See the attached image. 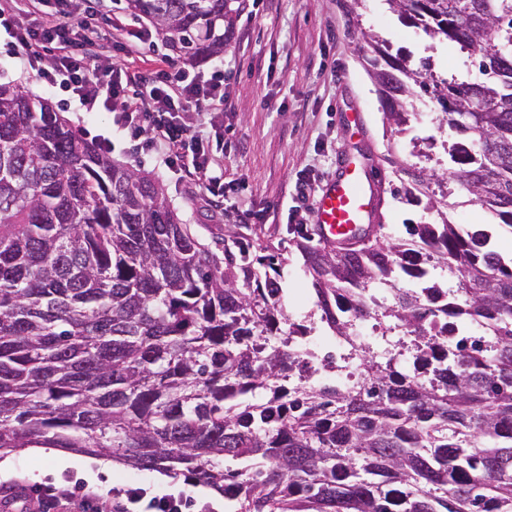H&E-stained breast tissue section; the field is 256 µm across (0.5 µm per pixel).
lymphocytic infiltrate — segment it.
Segmentation results:
<instances>
[{
    "instance_id": "f902f5d3",
    "label": "lymphocytic infiltrate",
    "mask_w": 512,
    "mask_h": 512,
    "mask_svg": "<svg viewBox=\"0 0 512 512\" xmlns=\"http://www.w3.org/2000/svg\"><path fill=\"white\" fill-rule=\"evenodd\" d=\"M52 7L50 19L29 25V16ZM0 31L9 48H22V61L47 85L68 92L86 112L107 111L112 123L137 149L156 155L170 170L198 181L212 197L224 198V177L215 173L199 128L189 112L206 117L225 109L224 63L209 74L171 65L134 77L125 63L104 70L92 52L99 30L71 0H0Z\"/></svg>"
}]
</instances>
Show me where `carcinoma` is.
Masks as SVG:
<instances>
[{
    "instance_id": "carcinoma-1",
    "label": "carcinoma",
    "mask_w": 512,
    "mask_h": 512,
    "mask_svg": "<svg viewBox=\"0 0 512 512\" xmlns=\"http://www.w3.org/2000/svg\"><path fill=\"white\" fill-rule=\"evenodd\" d=\"M126 2L188 61L232 34L231 0ZM387 2L485 76L436 79L430 60L371 38L386 123L406 133L425 96L473 144L465 159L447 148L442 173L400 169L396 193L409 201L441 179L442 197L459 188L512 229V0ZM406 233L346 253L301 246L331 335L349 332L337 300L383 286L377 314L409 339L385 362L361 344L353 386L316 384L281 328L279 255L234 226L210 249L158 178L0 83V452L63 448L184 474L235 512H512V255L446 212ZM438 270L458 282L459 314L486 320V353L433 336L424 298L442 289Z\"/></svg>"
}]
</instances>
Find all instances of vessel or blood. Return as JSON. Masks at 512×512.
<instances>
[{
    "label": "vessel or blood",
    "mask_w": 512,
    "mask_h": 512,
    "mask_svg": "<svg viewBox=\"0 0 512 512\" xmlns=\"http://www.w3.org/2000/svg\"><path fill=\"white\" fill-rule=\"evenodd\" d=\"M379 178L369 166L349 160L341 163L315 204V231L328 246L350 244L360 226L374 222L380 207Z\"/></svg>",
    "instance_id": "obj_1"
}]
</instances>
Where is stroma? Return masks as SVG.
Returning <instances> with one entry per match:
<instances>
[{
    "label": "stroma",
    "instance_id": "35a3bbf8",
    "mask_svg": "<svg viewBox=\"0 0 512 512\" xmlns=\"http://www.w3.org/2000/svg\"><path fill=\"white\" fill-rule=\"evenodd\" d=\"M359 11L364 30L360 36L348 30L343 0H255L252 10H240L223 53L231 106L203 127L224 172L222 201L207 196L189 179L156 168L150 155H130L127 142L113 133L111 113L70 108L67 93L22 72L18 59L1 42L0 82L16 83L48 99L86 140L111 139L114 160L157 172L168 198L202 243L223 236L225 226L237 223L239 216L267 209L269 218L257 224L256 235L282 254L284 304L289 317L305 325L320 316L299 251L313 233L314 203L297 198L296 183L310 180L324 187L335 177L340 159L366 158L378 166L384 184L381 222L386 232L401 237L406 224L433 223L439 215L428 208V195L416 201L395 197L400 176L396 165L386 161V153L407 162L416 147L444 164V147L457 137L433 112L422 118L411 115L412 132L419 138L415 145L384 124L369 75L366 35L385 39L391 54L415 62L431 59L436 71L479 76L457 45L403 24L386 0H363ZM12 458L11 474L0 476V501H10L14 512H81L73 503L39 499L38 490L46 485L83 487L104 497L127 489L147 499L178 494L183 512H233L223 494L184 475L163 480L157 471L117 463L90 478L80 467L83 454L76 452L70 455L71 466L56 470L46 469L39 453L30 448L13 451Z\"/></svg>",
    "mask_w": 512,
    "mask_h": 512
}]
</instances>
